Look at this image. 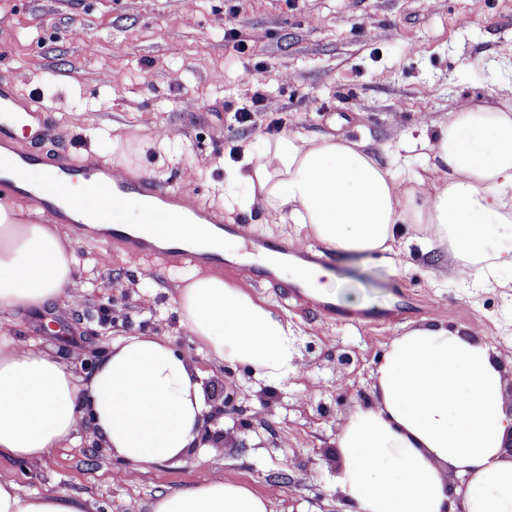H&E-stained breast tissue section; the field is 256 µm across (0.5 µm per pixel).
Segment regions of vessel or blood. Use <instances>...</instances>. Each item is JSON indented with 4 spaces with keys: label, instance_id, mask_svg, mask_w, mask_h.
I'll return each instance as SVG.
<instances>
[{
    "label": "vessel or blood",
    "instance_id": "vessel-or-blood-1",
    "mask_svg": "<svg viewBox=\"0 0 512 512\" xmlns=\"http://www.w3.org/2000/svg\"><path fill=\"white\" fill-rule=\"evenodd\" d=\"M46 106L38 99H20L13 84L0 78V204L24 201L43 211L55 224H66L75 239L93 240L128 254L160 259L169 266H221L215 252L198 253L184 242L135 234L112 222L110 211L120 200L145 203L140 223H150L157 207L184 213L189 224H210L208 210L184 204V195L153 177H129L111 164L92 161L68 150L50 151L41 144ZM215 223V222H214ZM218 225V224H217ZM221 234L239 238L253 254H282L280 242L249 234L241 224H219Z\"/></svg>",
    "mask_w": 512,
    "mask_h": 512
}]
</instances>
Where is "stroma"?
<instances>
[{
	"label": "stroma",
	"instance_id": "obj_1",
	"mask_svg": "<svg viewBox=\"0 0 512 512\" xmlns=\"http://www.w3.org/2000/svg\"><path fill=\"white\" fill-rule=\"evenodd\" d=\"M232 25L245 45L233 56ZM0 77L42 97L55 146L215 207L241 144L284 129L370 140L408 179L425 166L410 133L462 102L512 94V0H0ZM257 94L263 109L237 123ZM232 220L323 254L342 316L312 311V293L298 300L243 282L298 334L297 373L265 386L249 367L212 359L182 327L184 271L74 243L72 299L45 314L16 310L0 330L40 343L83 378L85 360L124 337H166L237 415L224 423L223 446L147 466L119 459L82 423L76 443L41 462L0 454V477L20 494L50 487L84 498L87 512H149L157 495L221 476L270 495L272 512H336V434L356 407L375 403V372L395 338L449 322L493 348L503 385L512 384V288L473 287L447 253L414 245L391 260L345 262L309 230L268 223L258 205Z\"/></svg>",
	"mask_w": 512,
	"mask_h": 512
}]
</instances>
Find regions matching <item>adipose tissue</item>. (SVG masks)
<instances>
[{
	"mask_svg": "<svg viewBox=\"0 0 512 512\" xmlns=\"http://www.w3.org/2000/svg\"><path fill=\"white\" fill-rule=\"evenodd\" d=\"M426 175L404 180L369 142L285 130L243 145L231 182L242 195L225 212L261 205L272 224H293L336 255L393 252L402 227L422 252L446 249L473 285L512 280V99L461 103L421 132ZM154 221L202 249L229 243L205 224ZM501 241L489 250L490 237ZM71 242L46 216L18 223L0 206V317L69 298L76 288ZM182 325L218 361L248 366L281 384L298 369L287 318L223 278L194 271L178 289ZM378 402L341 424L335 491L347 512H512V414L503 409L496 357L446 324L418 326L391 345L376 371ZM206 393L200 374L161 336L112 344L89 380L53 353L0 339V452L34 462L73 440L81 421L124 460L149 465L200 443ZM460 486H451L449 475ZM0 512H86L83 499L51 489L20 496L0 479ZM149 512H271L267 496L215 477L157 496Z\"/></svg>",
	"mask_w": 512,
	"mask_h": 512,
	"instance_id": "1",
	"label": "adipose tissue"
}]
</instances>
